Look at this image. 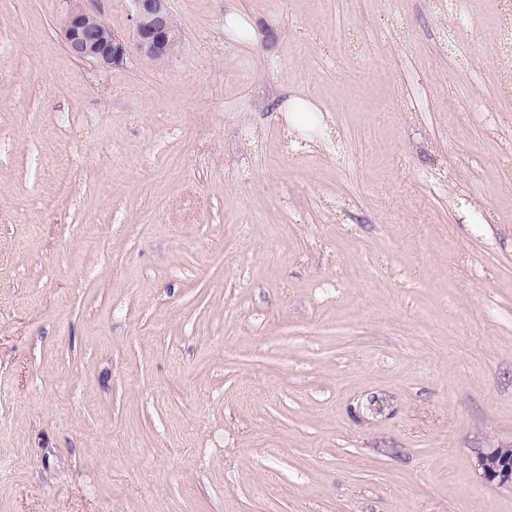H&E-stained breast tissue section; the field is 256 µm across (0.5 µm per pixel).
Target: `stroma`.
<instances>
[{"label":"stroma","mask_w":512,"mask_h":512,"mask_svg":"<svg viewBox=\"0 0 512 512\" xmlns=\"http://www.w3.org/2000/svg\"><path fill=\"white\" fill-rule=\"evenodd\" d=\"M170 6L0 0V512H512V13ZM62 29L65 47L77 59L100 70L119 65L131 49L143 60L166 59L176 53L180 34L174 24L170 0H131L132 36L112 32L98 10L82 0H69ZM483 477L499 486H512V448H492L478 458Z\"/></svg>","instance_id":"1"}]
</instances>
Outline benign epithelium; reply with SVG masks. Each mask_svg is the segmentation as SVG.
I'll return each mask as SVG.
<instances>
[{
    "instance_id": "7a95c632",
    "label": "benign epithelium",
    "mask_w": 512,
    "mask_h": 512,
    "mask_svg": "<svg viewBox=\"0 0 512 512\" xmlns=\"http://www.w3.org/2000/svg\"><path fill=\"white\" fill-rule=\"evenodd\" d=\"M132 36L120 37L104 21L98 10L82 0H69L62 29L65 47L77 59L100 70L121 62L130 51L145 60H171L180 34L174 24L170 0H131ZM483 477L499 486H512V448H492L478 458Z\"/></svg>"
}]
</instances>
